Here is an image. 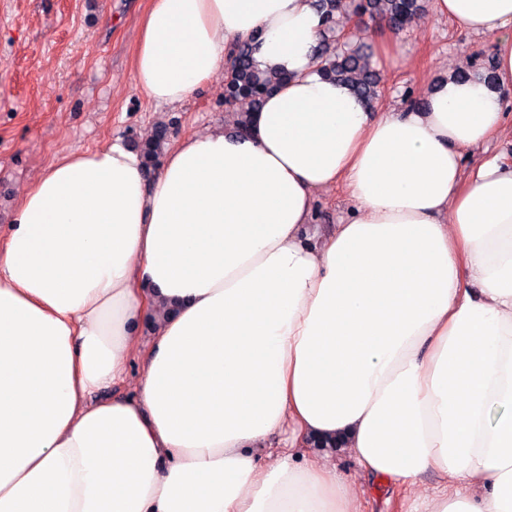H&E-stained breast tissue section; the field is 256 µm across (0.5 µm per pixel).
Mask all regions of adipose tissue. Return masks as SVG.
Instances as JSON below:
<instances>
[{
	"label": "adipose tissue",
	"instance_id": "obj_1",
	"mask_svg": "<svg viewBox=\"0 0 512 512\" xmlns=\"http://www.w3.org/2000/svg\"><path fill=\"white\" fill-rule=\"evenodd\" d=\"M432 8L491 38L497 86L451 71L394 111L322 74L315 0H150L132 77L156 104L242 44L288 79L154 176L116 140L22 195L0 234V512H361L314 437L408 512H512V167H464L508 131L512 0ZM337 184L347 222L310 235ZM133 364L134 393L105 396Z\"/></svg>",
	"mask_w": 512,
	"mask_h": 512
}]
</instances>
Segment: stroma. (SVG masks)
I'll return each instance as SVG.
<instances>
[{
	"mask_svg": "<svg viewBox=\"0 0 512 512\" xmlns=\"http://www.w3.org/2000/svg\"><path fill=\"white\" fill-rule=\"evenodd\" d=\"M148 0H0V232L14 224L19 200L59 155L122 140L138 147L165 123L166 146L231 124L224 106L226 71L177 107L138 90L131 56ZM492 41L424 12L398 34L395 60L376 61L377 108L420 102L447 66L476 72ZM331 463L360 492L363 512H401L393 485L364 475L348 452L328 449Z\"/></svg>",
	"mask_w": 512,
	"mask_h": 512,
	"instance_id": "stroma-1",
	"label": "stroma"
}]
</instances>
